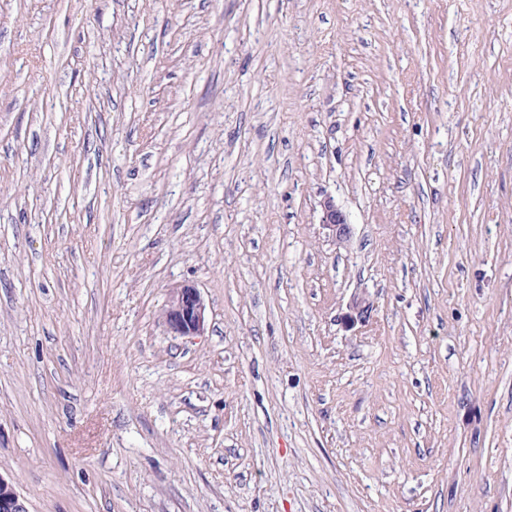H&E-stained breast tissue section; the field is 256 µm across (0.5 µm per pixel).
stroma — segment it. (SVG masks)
Returning <instances> with one entry per match:
<instances>
[{
    "label": "stroma",
    "mask_w": 512,
    "mask_h": 512,
    "mask_svg": "<svg viewBox=\"0 0 512 512\" xmlns=\"http://www.w3.org/2000/svg\"><path fill=\"white\" fill-rule=\"evenodd\" d=\"M0 475L512 512V0H0ZM322 224L331 232L337 242H344L349 237L350 227L345 215L339 210L332 200L327 199L322 205ZM163 321L174 336H201L206 331V304L200 290L191 283L174 288L163 312ZM373 304L366 296H353L346 313V322L348 326H354L358 323H365L370 317Z\"/></svg>",
    "instance_id": "1"
}]
</instances>
